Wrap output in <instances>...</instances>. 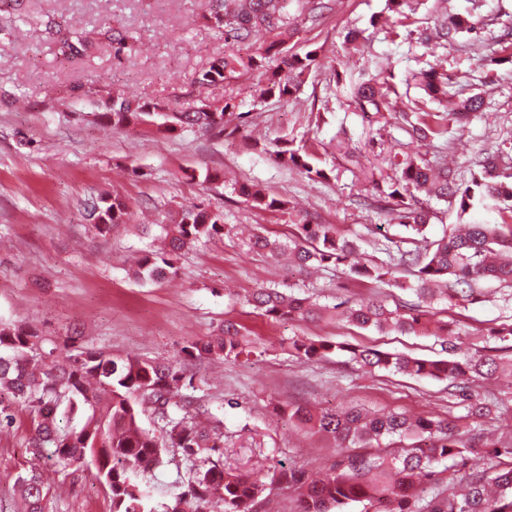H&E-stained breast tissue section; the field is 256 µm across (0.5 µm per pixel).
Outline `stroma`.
I'll use <instances>...</instances> for the list:
<instances>
[{
	"label": "stroma",
	"mask_w": 512,
	"mask_h": 512,
	"mask_svg": "<svg viewBox=\"0 0 512 512\" xmlns=\"http://www.w3.org/2000/svg\"><path fill=\"white\" fill-rule=\"evenodd\" d=\"M438 1L405 0L395 14L388 0H324L312 19L301 17L292 0L298 32L288 51L316 48L318 59L286 100L257 99L255 73L216 88V97L233 99L248 114L239 132L224 138L189 128L172 134L112 130L99 119L113 93L179 112L192 107L197 75L226 50L223 36L199 20L209 0H16L0 12V323H29L52 338L75 330L101 351L165 361L224 320L240 323L250 359L195 365L204 377L199 399L223 408L219 451L225 468L237 472L280 462L330 469L333 443L279 417L278 408L291 404L448 418L468 434L472 424L447 382L370 372L344 354L308 363L294 356L289 344L298 336L421 358L444 352L435 337L363 331L340 314L315 323L259 315L247 298L262 286L286 284L328 305L365 300L374 290L333 270L309 276L253 252L238 230L247 224L284 239L303 222L333 224L344 235H360V252L377 258L385 238L406 234L374 202L376 183L395 175L388 158L420 153L433 161L450 149L465 178L476 153L512 147V63L479 64L486 46L512 31V0H442V11ZM446 13L473 16L475 30L447 45L421 42V31ZM60 27L86 32L96 44L93 54L56 60ZM112 33L129 38L133 50L115 54ZM436 63L453 77L457 98L482 95L485 109L453 143L439 138L423 145L411 138L401 115L435 110L411 74ZM373 75L392 104L377 123L352 101L355 85ZM284 136L324 154L328 179L276 161L275 144ZM208 171L217 181L205 182ZM239 180L258 184L284 201V209L242 203L233 191ZM115 192L130 200V218L99 234L84 205ZM194 204L223 211V237L184 251L176 275L134 283L129 269L145 247L142 211L159 221ZM480 288L479 303L432 306L436 320L461 333L465 356L494 345L491 329L512 316L502 287L484 282ZM11 411L12 426L0 430V512H23L13 477L34 467L51 477L48 512H110L94 467L56 466L32 446L28 412L17 405Z\"/></svg>",
	"instance_id": "1"
}]
</instances>
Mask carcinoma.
Segmentation results:
<instances>
[{"instance_id": "carcinoma-1", "label": "carcinoma", "mask_w": 512, "mask_h": 512, "mask_svg": "<svg viewBox=\"0 0 512 512\" xmlns=\"http://www.w3.org/2000/svg\"><path fill=\"white\" fill-rule=\"evenodd\" d=\"M203 16L205 26L224 35L228 43H247L251 53L242 56L230 50L224 58L201 71L200 88L216 87L248 72H260L258 98L286 99L300 89L301 78L317 60V51L288 54V39L296 31L288 14V0H210ZM474 23L466 18L448 17L431 37L453 41L470 32ZM57 54L64 58L90 53L93 42L78 30L59 34ZM283 54V67L268 69L271 53ZM424 91L441 109L416 112L407 121L412 136L430 141L448 132L445 122L460 123L472 112L483 111L485 101L478 95L455 103L448 91V74L432 66L420 73ZM364 114L374 115L386 108V95L379 79L361 82L354 92ZM242 117L236 105L210 95L196 96L190 112H167L158 103L112 95V107L102 119L114 129L139 126L174 133L199 128L231 135ZM276 157L318 179L328 178L318 159L303 147L293 149L288 141ZM500 154H479L472 158L470 177L457 180L456 170L442 161L406 158L390 164L399 176L389 183L383 210L410 236L391 241L382 249L385 260H369L358 253L357 244L342 235L333 224H299L295 240L288 242L262 232L252 234L250 248L270 258L287 253L295 266L305 271L322 267L348 269L354 281L411 291L415 302L389 303L376 294L366 301L345 306L344 316L362 330L400 335L440 336L444 351L453 354L462 341L448 323L436 324L427 299L440 294L448 300L474 303L481 295V281H496L512 287V175L500 170ZM252 207L278 211L283 202L264 191L240 184L235 188ZM448 201L456 199L458 218L486 205L504 204L497 224L459 223L448 234L423 249L409 248L414 237H425L431 218L429 208L416 194ZM87 217L101 234L112 231L130 214L125 198L103 194L86 208ZM159 229L164 248L141 255L132 266L141 283L174 275L181 251L202 241L224 235V213L192 206L182 210L169 224H144L146 235ZM249 303L274 321L314 322L329 309L308 297L296 296L278 285L257 289ZM502 346L477 352L467 358L422 359L405 353L353 346L345 342L298 337L291 343L297 357L318 361L333 352H347L351 360L371 370L415 377L447 380L454 388L457 404L466 417L479 425L501 401L479 402L473 398L471 383L477 378L503 374L512 383V319L490 331ZM241 326L231 320L217 325L212 333L188 341L174 361L114 356L85 343L81 336L54 340L25 324L0 325V429L10 426L13 404L32 415L33 442L48 458L63 468L86 463L96 469L98 480L108 490L111 512H254L264 494L286 484L296 496V512H344L353 501L364 502L366 512H512V442L494 439L483 431L474 440H464L454 422L446 418L402 413H377L363 408L338 410L294 406L285 413L288 421L313 435L333 440L340 455L331 473L312 479L302 468L282 463L263 475L224 471V462L213 458L217 440L224 437V419L207 404L197 402L195 392L203 382L192 363L204 358L238 359L251 354L244 348ZM150 414L155 428H146L142 416ZM373 448V453H360ZM491 461L483 471H467L469 454L478 449ZM180 456L192 463L189 475L166 501L153 502L141 475L165 466ZM460 474V491L445 481L448 470ZM21 492L24 512H46L49 477L30 470L14 477Z\"/></svg>"}]
</instances>
